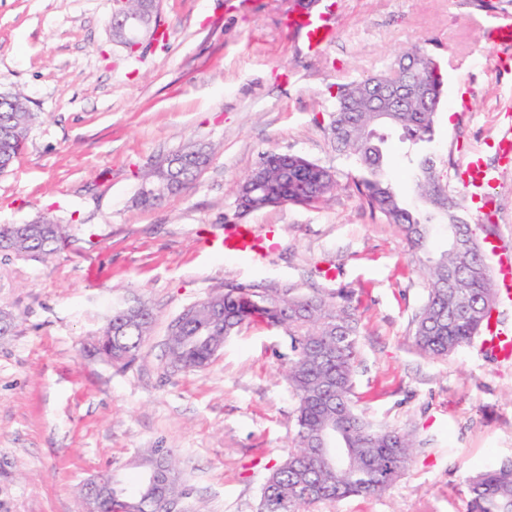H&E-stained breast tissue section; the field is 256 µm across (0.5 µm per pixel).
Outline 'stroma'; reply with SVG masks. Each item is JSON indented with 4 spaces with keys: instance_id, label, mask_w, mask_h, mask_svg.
<instances>
[{
    "instance_id": "1",
    "label": "stroma",
    "mask_w": 512,
    "mask_h": 512,
    "mask_svg": "<svg viewBox=\"0 0 512 512\" xmlns=\"http://www.w3.org/2000/svg\"><path fill=\"white\" fill-rule=\"evenodd\" d=\"M337 32L306 53L285 19L294 0H161L164 39L113 45L112 0H0V93L21 92L39 119L0 174V225L42 214L69 227L44 260L0 257V512H81L80 486L112 468L133 477L145 448L173 449L190 489L182 512H257L261 488L292 446L296 403L284 379L288 338L255 322L204 369L167 364L168 324L227 284L346 291L361 319L358 407L424 446L385 494L312 512H467L466 477L512 460V364L477 345L421 353L414 320L427 297L421 264L396 224L361 202L355 171L324 128L337 84L386 69L425 44L447 95L435 126L438 169L457 195L462 161L480 152L499 182L490 213L469 207L478 238L512 249V46L498 15L456 0H318ZM189 143L207 168L180 194L144 207L142 174ZM333 168L313 207L239 214L236 183L266 151ZM278 228L254 266L205 251L230 224ZM138 296L158 319L133 365L88 356L113 308Z\"/></svg>"
}]
</instances>
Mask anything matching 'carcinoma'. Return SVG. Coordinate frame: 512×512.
<instances>
[{"label": "carcinoma", "instance_id": "cac0c4a2", "mask_svg": "<svg viewBox=\"0 0 512 512\" xmlns=\"http://www.w3.org/2000/svg\"><path fill=\"white\" fill-rule=\"evenodd\" d=\"M458 6L512 13V0H458ZM391 69L400 70V80L415 85L400 111L382 119L374 112L373 89L393 81L392 72L341 83L336 85L325 133L336 154L356 169L353 185L359 198L381 220L400 225L413 250L425 251L436 227H447L446 249L422 262L427 299L416 315L414 331L415 344L424 354L446 358L480 336L496 310L499 291L472 225L464 218V198L440 179L434 155L426 149L434 138L443 96L439 63L417 44L397 56ZM36 119L22 93L0 94V173L13 165ZM367 127L399 131L412 145L408 162L415 175L417 204L404 201L389 181L384 135L367 138L362 134ZM211 154L205 146L187 145L167 155L143 175L137 201L157 203L144 191L146 186L162 185L169 195L179 193L209 164ZM256 168L263 170V191L276 205L317 204L338 186L336 171L301 155L265 152ZM255 188L252 170L236 185V198L252 197ZM64 239L66 225L48 216L0 226V255L45 259L58 252ZM176 320L178 328L168 330L165 339L168 365L174 370L205 368L219 352L213 337L232 336L257 320L288 336L286 378L297 404L295 444L272 468L259 512H307L316 503L380 496L419 451L413 434L377 429L357 409L354 377L360 323L348 293L301 294L286 285L255 292L226 285L192 305L189 316ZM155 322L151 305L137 297L113 310L101 335L112 336L108 353L115 363L135 362ZM330 424L339 426L344 440L338 453L316 447V435ZM134 467L138 489L129 493L122 480H116L107 512H158L163 502L189 495L172 449L146 448ZM465 482L468 512H512L511 461L469 475Z\"/></svg>", "mask_w": 512, "mask_h": 512}]
</instances>
